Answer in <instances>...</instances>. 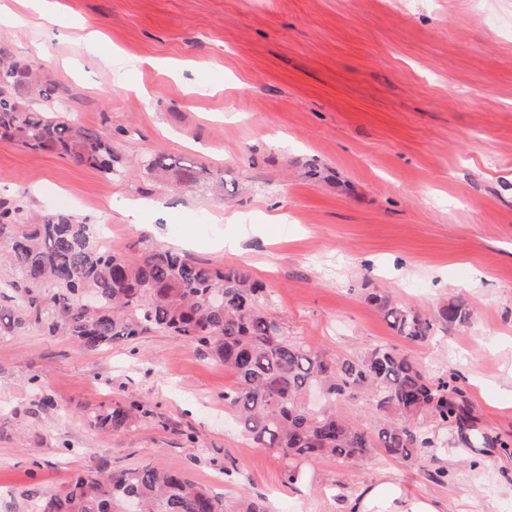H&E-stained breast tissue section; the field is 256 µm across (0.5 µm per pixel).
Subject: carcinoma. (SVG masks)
Returning a JSON list of instances; mask_svg holds the SVG:
<instances>
[{
	"label": "carcinoma",
	"mask_w": 512,
	"mask_h": 512,
	"mask_svg": "<svg viewBox=\"0 0 512 512\" xmlns=\"http://www.w3.org/2000/svg\"><path fill=\"white\" fill-rule=\"evenodd\" d=\"M57 87L30 62L0 44V140L33 152H54L112 179L123 173L109 135L55 115ZM147 170L173 175L186 185L202 168L154 156ZM102 226L58 212L30 214L19 203L0 204V288L13 295L0 304V331L33 322L66 336L87 351L150 332L176 336L207 351L237 378L224 391L242 432L282 464L286 482L301 467L330 457L347 466L379 452L399 462L420 459L442 444L428 428H472L454 374L432 378L409 356L386 344L360 355L328 361L284 335L266 311V288L248 270L203 265L172 250L112 251L101 245ZM371 301L394 333L411 344L432 341L438 328L469 324L467 300L448 301L427 317L385 296ZM368 397L378 414L373 432L349 421L339 405ZM136 417L117 404L93 416L101 430L119 432ZM265 512L246 500L229 506L177 467L138 466L118 471L87 469L71 476L36 512Z\"/></svg>",
	"instance_id": "cac0c4a2"
}]
</instances>
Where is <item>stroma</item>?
<instances>
[{
    "label": "stroma",
    "mask_w": 512,
    "mask_h": 512,
    "mask_svg": "<svg viewBox=\"0 0 512 512\" xmlns=\"http://www.w3.org/2000/svg\"><path fill=\"white\" fill-rule=\"evenodd\" d=\"M58 2L108 61L34 27L0 24V43L58 85L59 117L111 136L123 175L0 140V199L108 226L120 251L143 240L246 268L284 332L327 360L387 344L430 377L457 372L489 441L444 429L421 461L324 459L288 484L205 351L161 333L86 351L28 323L0 334V512H32L84 469L145 465L267 512H336L380 477L446 512H512V0ZM162 154L209 176L158 179L143 162ZM373 293L430 317L462 295L474 322L414 345ZM115 402L140 405L131 427H91Z\"/></svg>",
    "instance_id": "obj_1"
}]
</instances>
